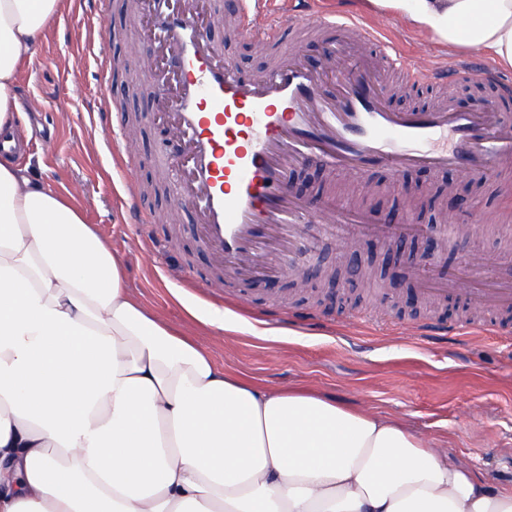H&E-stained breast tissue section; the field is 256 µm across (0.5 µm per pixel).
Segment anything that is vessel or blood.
<instances>
[{"label": "vessel or blood", "mask_w": 512, "mask_h": 512, "mask_svg": "<svg viewBox=\"0 0 512 512\" xmlns=\"http://www.w3.org/2000/svg\"><path fill=\"white\" fill-rule=\"evenodd\" d=\"M271 0H226L241 33L259 44L283 43L285 29L316 25L320 55L282 50L276 65L240 75L217 54L212 27L185 0H146L151 39L162 54L151 76L177 141L164 159L181 175L177 201L198 210L202 243L220 253L225 271L254 278L277 270L284 253L307 243L311 224L335 226L337 239L388 241L414 235L415 224H380L367 209L337 201L319 208L291 195L293 165L317 159L345 176L376 167L457 169L472 179L512 171V115L464 112L445 99L425 112L390 109V73L407 85L466 79L469 59L421 66L395 43L352 19H314L309 8L271 13ZM352 61L348 80L335 60ZM426 292L466 293L490 309L512 307V265L483 281L469 273L424 280Z\"/></svg>", "instance_id": "vessel-or-blood-1"}]
</instances>
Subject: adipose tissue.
Wrapping results in <instances>:
<instances>
[{"instance_id": "ef3b65f1", "label": "adipose tissue", "mask_w": 512, "mask_h": 512, "mask_svg": "<svg viewBox=\"0 0 512 512\" xmlns=\"http://www.w3.org/2000/svg\"><path fill=\"white\" fill-rule=\"evenodd\" d=\"M512 68V0H363ZM62 0H0V133ZM0 512H512L403 420L219 368L73 195L0 161Z\"/></svg>"}]
</instances>
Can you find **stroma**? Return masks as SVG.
Returning a JSON list of instances; mask_svg holds the SVG:
<instances>
[{"instance_id": "1", "label": "stroma", "mask_w": 512, "mask_h": 512, "mask_svg": "<svg viewBox=\"0 0 512 512\" xmlns=\"http://www.w3.org/2000/svg\"><path fill=\"white\" fill-rule=\"evenodd\" d=\"M213 23L222 55L253 75L271 56L233 35L224 0H200ZM328 13H350L399 42L405 54L430 64L453 59L433 35L397 16L368 13L360 0H324ZM111 38L101 43L100 29ZM153 44L143 6L123 0H64L40 40L31 64L16 77V132L23 142L13 157L49 189L74 193L87 223L96 225L123 260L135 297L171 323L186 327L210 349L215 364L257 383H310L346 404L397 417L415 431L442 439L450 455L490 485L512 486V310L488 311L438 299L407 306L380 278L376 291L336 292L316 276L292 291L287 276L254 282H214L224 264L204 253L197 212L177 208L175 177L160 174L161 145L174 136L169 117L152 120L159 105L146 82L128 93L125 66L144 71ZM294 194L312 204L349 198L379 217L403 210L405 221L441 224L430 198L447 187L474 197L480 210L458 215L468 236L449 242L432 275L467 268V254L512 257V174L478 181L461 173L426 169L391 180L381 167L343 177L316 162L293 167ZM192 304L223 309L229 328L215 338L190 322ZM425 321L456 326V334L420 335Z\"/></svg>"}]
</instances>
